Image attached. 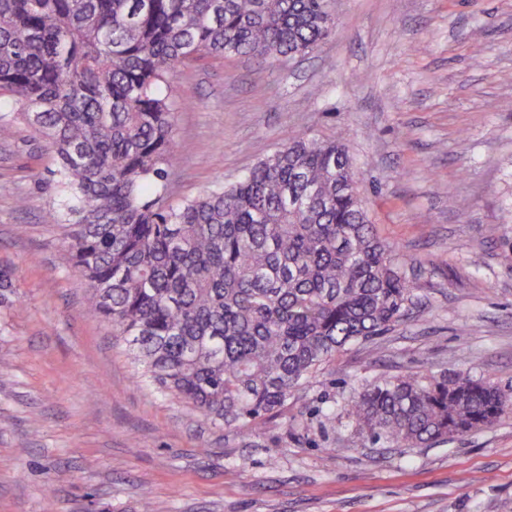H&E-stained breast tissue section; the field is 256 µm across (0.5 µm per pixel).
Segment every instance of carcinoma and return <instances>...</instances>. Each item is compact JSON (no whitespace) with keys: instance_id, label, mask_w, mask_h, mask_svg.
<instances>
[{"instance_id":"1","label":"carcinoma","mask_w":512,"mask_h":512,"mask_svg":"<svg viewBox=\"0 0 512 512\" xmlns=\"http://www.w3.org/2000/svg\"><path fill=\"white\" fill-rule=\"evenodd\" d=\"M331 0H0V138L27 125L58 164L44 221L68 242L85 311L137 377L254 433L336 356L403 321L415 294L370 224L339 138L303 133L235 184L174 205L175 113L159 93L203 54L303 57ZM485 378L407 371L344 404L361 436L417 448L494 424Z\"/></svg>"}]
</instances>
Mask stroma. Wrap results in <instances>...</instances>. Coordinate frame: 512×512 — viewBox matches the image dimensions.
<instances>
[{
	"label": "stroma",
	"mask_w": 512,
	"mask_h": 512,
	"mask_svg": "<svg viewBox=\"0 0 512 512\" xmlns=\"http://www.w3.org/2000/svg\"><path fill=\"white\" fill-rule=\"evenodd\" d=\"M292 62L202 56L166 90L172 200L236 182L306 131L341 137L378 235L419 303L247 434L137 380L83 309L53 157L0 140V512H512V410L427 448L364 440L342 412L406 370L512 394V0H332ZM25 197L17 207V197Z\"/></svg>",
	"instance_id": "1"
}]
</instances>
